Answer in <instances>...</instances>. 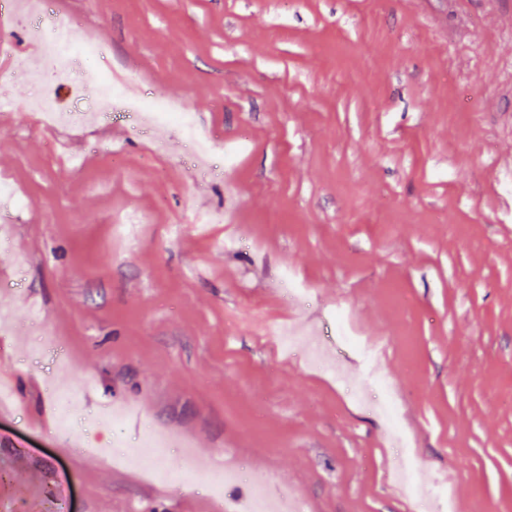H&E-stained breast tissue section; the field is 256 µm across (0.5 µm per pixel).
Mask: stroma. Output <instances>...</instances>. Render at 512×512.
Masks as SVG:
<instances>
[{
  "label": "stroma",
  "mask_w": 512,
  "mask_h": 512,
  "mask_svg": "<svg viewBox=\"0 0 512 512\" xmlns=\"http://www.w3.org/2000/svg\"><path fill=\"white\" fill-rule=\"evenodd\" d=\"M50 4L105 46L97 69L181 100L235 157L199 170L121 116L67 128L65 161L14 75L34 42L0 33V176L30 200L0 212V512H218L221 450L305 512H411L384 423L267 332L316 325L363 381L339 305L401 392L420 481L447 476L454 512H512V0ZM203 210L232 221L193 223ZM128 214L132 241L113 231ZM117 403L144 408L129 445L152 427L190 441L194 484L176 447L164 483L102 456Z\"/></svg>",
  "instance_id": "35a3bbf8"
}]
</instances>
